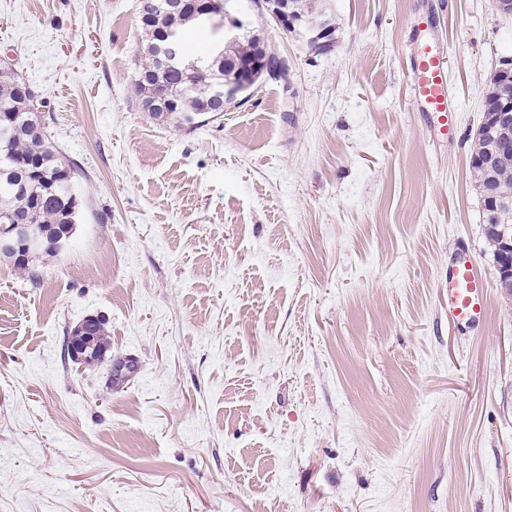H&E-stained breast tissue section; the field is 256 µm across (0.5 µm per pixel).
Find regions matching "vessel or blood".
<instances>
[{"instance_id": "b4317fda", "label": "vessel or blood", "mask_w": 512, "mask_h": 512, "mask_svg": "<svg viewBox=\"0 0 512 512\" xmlns=\"http://www.w3.org/2000/svg\"><path fill=\"white\" fill-rule=\"evenodd\" d=\"M412 98L424 112L437 135L454 139L456 126L448 100V62L430 44H423L410 64ZM488 285L469 255L457 253L448 274V315L455 325L481 326L487 313Z\"/></svg>"}]
</instances>
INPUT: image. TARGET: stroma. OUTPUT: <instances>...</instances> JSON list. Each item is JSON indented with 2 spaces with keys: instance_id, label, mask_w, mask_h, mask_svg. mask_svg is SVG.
I'll return each instance as SVG.
<instances>
[{
  "instance_id": "obj_1",
  "label": "stroma",
  "mask_w": 512,
  "mask_h": 512,
  "mask_svg": "<svg viewBox=\"0 0 512 512\" xmlns=\"http://www.w3.org/2000/svg\"><path fill=\"white\" fill-rule=\"evenodd\" d=\"M328 7L318 56L249 12L289 86L186 129L139 106L138 0H0V65L40 91L82 200L65 250L0 257V512H512V295L470 167L512 15ZM421 16L459 103L446 144L410 94ZM462 250L478 328L448 319ZM89 316L108 350L75 363ZM488 285L466 252L454 256L448 274V315L456 326H481L486 319ZM99 319V318H98ZM97 322V319L95 317H89L84 320V322L80 325V334L79 336H83V342L82 341H75L72 342V340L68 341V343L65 345V353L66 355H79V354H85L90 353L92 349V343L90 340L91 336H93L92 332L95 328V324ZM96 342L98 343V346L101 350V345L107 348V340L105 339V330L103 327V322L101 319L98 320V323L96 324Z\"/></svg>"
}]
</instances>
